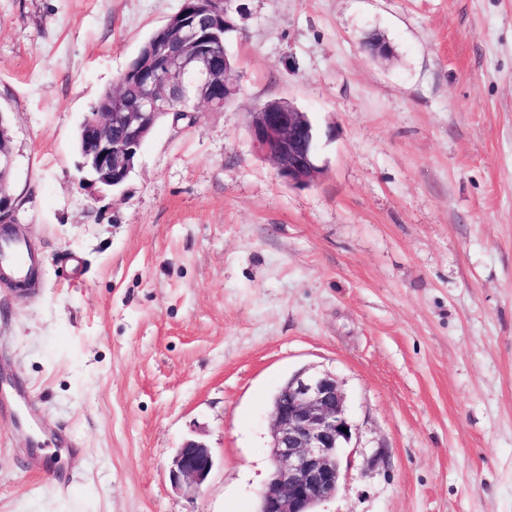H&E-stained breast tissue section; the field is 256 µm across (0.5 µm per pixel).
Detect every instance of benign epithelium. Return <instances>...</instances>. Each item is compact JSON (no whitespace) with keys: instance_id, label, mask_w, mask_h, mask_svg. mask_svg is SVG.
I'll return each instance as SVG.
<instances>
[{"instance_id":"obj_1","label":"benign epithelium","mask_w":512,"mask_h":512,"mask_svg":"<svg viewBox=\"0 0 512 512\" xmlns=\"http://www.w3.org/2000/svg\"><path fill=\"white\" fill-rule=\"evenodd\" d=\"M232 0H204L190 19L175 13L158 28L146 46V63L137 74L142 94L133 106L114 100L110 112H89L82 127L79 184L112 190L128 180L138 150L157 123L171 114L188 93L199 103L224 107L237 92L236 72L212 64L221 46L207 43L208 30H237ZM374 58L386 59L391 47L374 33L366 43ZM0 113V229L15 224L16 201L5 176L14 158L5 144ZM248 131L256 150L269 159L278 175L294 187H308L324 174L319 164L320 135L307 113L283 100H270L249 113ZM272 471L260 494L258 512H315L336 493L342 474L340 451L352 438L345 398L336 377L307 368L294 374L276 395L270 412ZM215 460L211 449L187 441L173 458L171 474L178 487L198 492Z\"/></svg>"}]
</instances>
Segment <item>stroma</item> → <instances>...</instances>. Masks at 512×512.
Listing matches in <instances>:
<instances>
[{"mask_svg": "<svg viewBox=\"0 0 512 512\" xmlns=\"http://www.w3.org/2000/svg\"><path fill=\"white\" fill-rule=\"evenodd\" d=\"M180 3L0 0L42 260L26 294L0 283L28 401L0 407V512H257L271 398L305 367L353 424L317 512H512V0H234L232 104L159 123L90 194L77 128ZM270 99L318 127L317 183L253 147ZM188 440L215 457L197 493L170 474Z\"/></svg>", "mask_w": 512, "mask_h": 512, "instance_id": "1", "label": "stroma"}]
</instances>
